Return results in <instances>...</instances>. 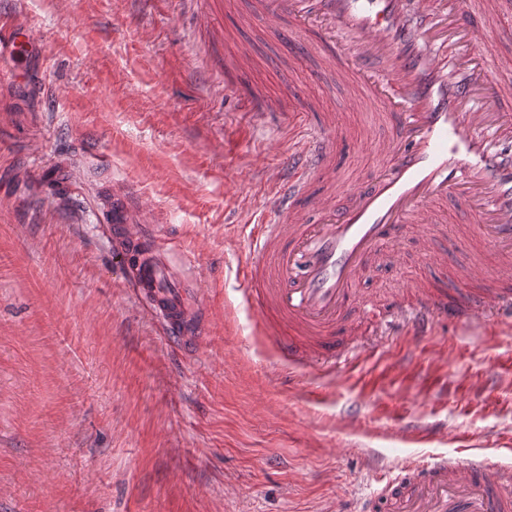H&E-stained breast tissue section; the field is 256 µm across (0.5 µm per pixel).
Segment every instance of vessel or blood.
<instances>
[{
  "mask_svg": "<svg viewBox=\"0 0 512 512\" xmlns=\"http://www.w3.org/2000/svg\"><path fill=\"white\" fill-rule=\"evenodd\" d=\"M274 28L315 49L320 71L347 77L348 110L373 106L392 134L371 148L376 169L349 185L336 161L345 137L317 113L290 108L297 147L269 170L273 191L253 225L242 266L248 301L286 362L310 365L345 357L351 316H380L356 285L373 256L416 230L446 233L444 201L464 205L472 232L493 244L494 267L469 260L448 292L420 290L409 318L428 336L439 319H488L512 311V84L497 76L490 48L512 0H255ZM166 338L196 342L194 295L171 283L164 262L141 265L131 282ZM361 512H512V471L484 461H441L407 471Z\"/></svg>",
  "mask_w": 512,
  "mask_h": 512,
  "instance_id": "vessel-or-blood-1",
  "label": "vessel or blood"
}]
</instances>
